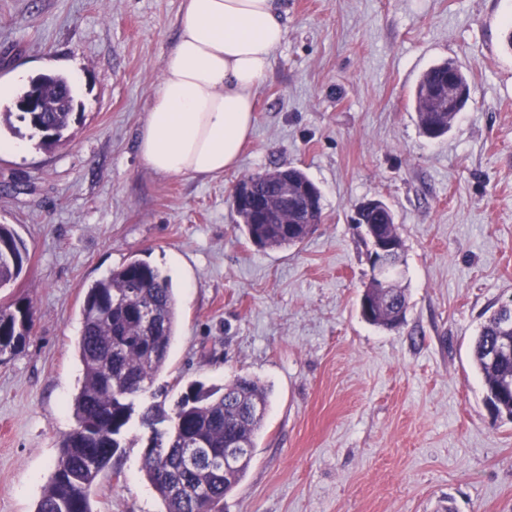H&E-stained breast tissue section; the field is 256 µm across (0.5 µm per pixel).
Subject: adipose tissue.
Here are the masks:
<instances>
[{"mask_svg":"<svg viewBox=\"0 0 512 512\" xmlns=\"http://www.w3.org/2000/svg\"><path fill=\"white\" fill-rule=\"evenodd\" d=\"M285 28L279 0H185L174 46L138 135L158 175L234 169L255 122V92Z\"/></svg>","mask_w":512,"mask_h":512,"instance_id":"1","label":"adipose tissue"}]
</instances>
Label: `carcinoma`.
<instances>
[{
    "label": "carcinoma",
    "instance_id": "cac0c4a2",
    "mask_svg": "<svg viewBox=\"0 0 512 512\" xmlns=\"http://www.w3.org/2000/svg\"><path fill=\"white\" fill-rule=\"evenodd\" d=\"M455 82L459 99L445 106L432 91L447 78ZM38 93L49 103H59L56 112H23L21 106ZM469 96L466 74L448 60L428 69L420 78L413 100L423 133L431 126L444 136L452 128ZM17 113L1 112L0 125H12L11 117L26 123L42 135L45 145L57 143L74 116L75 94L70 80L60 74H40L32 78L16 98ZM279 169L250 174L244 180L265 199L276 198L274 175ZM296 200L316 185L299 168H286ZM239 227L251 240L265 248H286L301 243L312 231L304 224L290 238L280 224H259L255 215L234 207ZM363 222L380 235L400 238L391 208L372 209ZM27 248L18 234L0 224V288L16 281L22 271ZM151 306L158 320L144 325L138 317L140 306ZM406 295L398 285L388 293L376 294L370 324L386 329L399 328L405 319ZM83 326L77 353L83 367V381L72 409L75 427L65 434L53 477L45 488L36 512H92L91 491L99 474L125 447V435L133 420L149 430L142 470L159 496L163 512H224V497L243 480L253 458L256 434L264 416L249 409L257 404L268 411L270 392L260 381L238 376L222 387L193 383L178 397L171 412L155 403L138 402L166 367L177 324L176 298L169 278L150 264L132 259L87 288L82 308ZM33 327L29 304L0 305V354L16 352ZM504 331L496 317H490L475 340L473 359L482 375L484 398H491L500 377L512 375V357L490 364L486 346ZM239 441L248 457L239 466L217 471L207 464L191 465L187 451L203 442L210 451L224 455V447Z\"/></svg>",
    "mask_w": 512,
    "mask_h": 512
}]
</instances>
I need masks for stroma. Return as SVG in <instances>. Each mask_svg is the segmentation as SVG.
I'll return each instance as SVG.
<instances>
[{"mask_svg": "<svg viewBox=\"0 0 512 512\" xmlns=\"http://www.w3.org/2000/svg\"><path fill=\"white\" fill-rule=\"evenodd\" d=\"M286 35L255 97L236 169L159 176L137 150L182 0H0V78L76 77L77 118L55 146L25 125L0 153V224L25 241L0 303H30L23 346L0 355V512H35L83 370L86 287L140 259L169 275L178 327L155 383L249 376L271 390L248 472L224 512H512V421L484 404L472 358L512 299V0H281ZM454 60L470 99L421 134L422 73ZM302 169L323 222L260 249L236 223L244 176ZM382 199L403 242L406 319L365 322L368 247L352 223ZM140 427L99 476L93 512H161Z\"/></svg>", "mask_w": 512, "mask_h": 512, "instance_id": "obj_1", "label": "stroma"}]
</instances>
